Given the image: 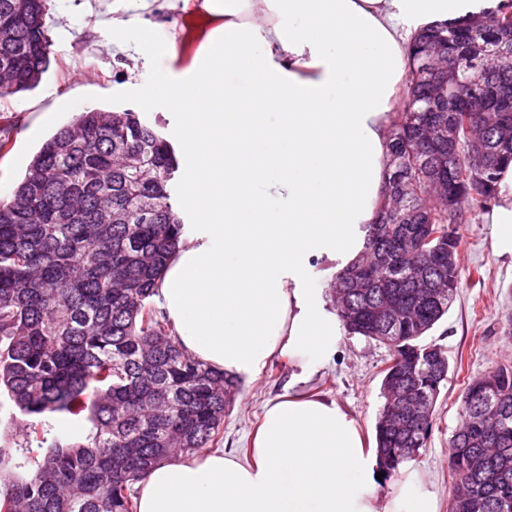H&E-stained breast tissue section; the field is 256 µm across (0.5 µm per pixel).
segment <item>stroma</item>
Masks as SVG:
<instances>
[{"label": "stroma", "instance_id": "35a3bbf8", "mask_svg": "<svg viewBox=\"0 0 512 512\" xmlns=\"http://www.w3.org/2000/svg\"><path fill=\"white\" fill-rule=\"evenodd\" d=\"M206 2L152 0L145 8L140 0H48L50 66L33 90L0 97V127L9 131L8 153L0 158V199L24 176L42 143L82 108L133 109L177 142L179 106L161 95L149 107L143 99L156 69L187 76L209 40L219 35L224 18L211 13ZM155 41L173 45V54L156 56L151 50ZM459 234L464 285L428 339L442 345L450 362L461 368L449 372L432 435L410 462L437 492L439 512H448L453 491L449 443L461 423L465 382L498 364L512 363V334L502 325L505 314L512 312V262L494 254L485 215L467 217ZM388 360L384 346L346 333L308 386L348 408L371 438L383 405L380 384ZM295 373L286 361L276 359L259 379L240 380L224 418L225 452L247 450L265 403L284 393Z\"/></svg>", "mask_w": 512, "mask_h": 512}]
</instances>
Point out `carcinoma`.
<instances>
[{
    "label": "carcinoma",
    "mask_w": 512,
    "mask_h": 512,
    "mask_svg": "<svg viewBox=\"0 0 512 512\" xmlns=\"http://www.w3.org/2000/svg\"><path fill=\"white\" fill-rule=\"evenodd\" d=\"M46 14L0 0V97L45 72ZM390 152L391 202L330 283L344 328L391 355L375 426L388 478L426 447L448 383L447 352L423 339L462 288L459 224L508 191L512 0L414 31ZM178 168L158 126L91 108L0 200V512H137L153 464L222 442L236 381L185 353L155 302L185 229ZM60 414L84 425L62 433ZM461 415L448 512H512V365L468 380Z\"/></svg>",
    "instance_id": "carcinoma-1"
}]
</instances>
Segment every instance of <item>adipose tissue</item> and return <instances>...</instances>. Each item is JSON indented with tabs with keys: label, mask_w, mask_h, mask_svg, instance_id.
Segmentation results:
<instances>
[{
	"label": "adipose tissue",
	"mask_w": 512,
	"mask_h": 512,
	"mask_svg": "<svg viewBox=\"0 0 512 512\" xmlns=\"http://www.w3.org/2000/svg\"><path fill=\"white\" fill-rule=\"evenodd\" d=\"M501 2L224 0L208 65L188 79L155 73L182 109L184 205L199 219L159 288L184 351L249 380L278 357L308 375L331 355L343 327L311 272L354 262L387 202L407 35ZM242 70L245 94L232 80ZM488 220L494 254L512 261V193ZM379 471L356 416L296 387L266 405L246 459L207 450L156 463L138 512H437L414 471L380 501Z\"/></svg>",
	"instance_id": "1"
}]
</instances>
